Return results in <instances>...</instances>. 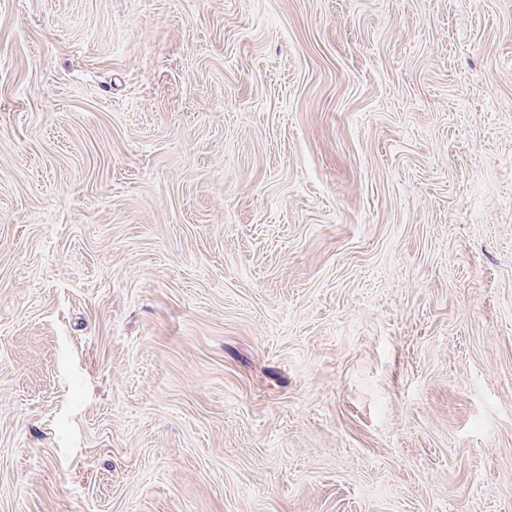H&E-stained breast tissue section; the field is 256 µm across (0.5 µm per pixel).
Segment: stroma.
Returning a JSON list of instances; mask_svg holds the SVG:
<instances>
[{
	"instance_id": "1",
	"label": "stroma",
	"mask_w": 512,
	"mask_h": 512,
	"mask_svg": "<svg viewBox=\"0 0 512 512\" xmlns=\"http://www.w3.org/2000/svg\"><path fill=\"white\" fill-rule=\"evenodd\" d=\"M0 512H512V0H0Z\"/></svg>"
}]
</instances>
